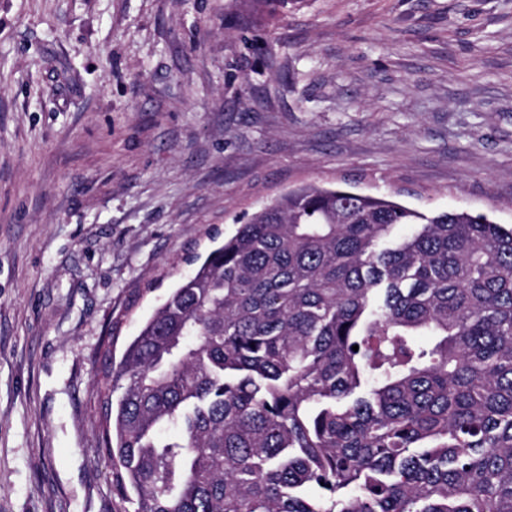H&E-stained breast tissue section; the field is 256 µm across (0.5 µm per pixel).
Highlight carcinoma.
Here are the masks:
<instances>
[{"instance_id": "obj_1", "label": "carcinoma", "mask_w": 512, "mask_h": 512, "mask_svg": "<svg viewBox=\"0 0 512 512\" xmlns=\"http://www.w3.org/2000/svg\"><path fill=\"white\" fill-rule=\"evenodd\" d=\"M99 384L133 512H512V228L299 184Z\"/></svg>"}]
</instances>
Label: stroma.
<instances>
[{"label":"stroma","mask_w":512,"mask_h":512,"mask_svg":"<svg viewBox=\"0 0 512 512\" xmlns=\"http://www.w3.org/2000/svg\"><path fill=\"white\" fill-rule=\"evenodd\" d=\"M346 181L512 224V0H0V512H119L103 349Z\"/></svg>","instance_id":"stroma-1"}]
</instances>
